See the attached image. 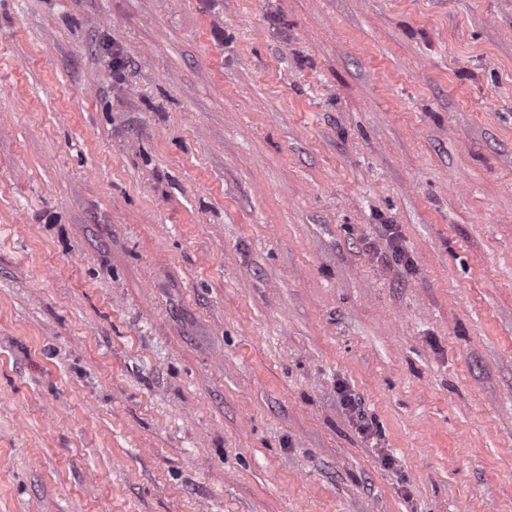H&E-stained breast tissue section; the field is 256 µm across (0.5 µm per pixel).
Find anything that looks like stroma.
Segmentation results:
<instances>
[{"mask_svg": "<svg viewBox=\"0 0 512 512\" xmlns=\"http://www.w3.org/2000/svg\"><path fill=\"white\" fill-rule=\"evenodd\" d=\"M0 512H512V0H0Z\"/></svg>", "mask_w": 512, "mask_h": 512, "instance_id": "1", "label": "stroma"}]
</instances>
